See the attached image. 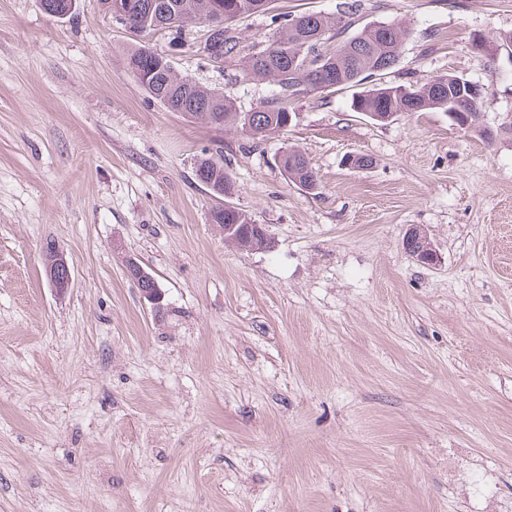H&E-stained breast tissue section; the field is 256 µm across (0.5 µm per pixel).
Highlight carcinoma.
I'll use <instances>...</instances> for the list:
<instances>
[{
	"mask_svg": "<svg viewBox=\"0 0 512 512\" xmlns=\"http://www.w3.org/2000/svg\"><path fill=\"white\" fill-rule=\"evenodd\" d=\"M140 10L131 18L132 25L154 30L165 25L181 28L200 21L214 0H138ZM273 0H224V55L240 53V40L233 26L254 14L268 13ZM362 0H340L333 13L311 12L300 15L275 14L273 38L268 43L251 44L244 76L269 79L276 88L273 97L261 101L258 108L264 123L257 125L253 137L281 128L280 113L294 110V104L316 91L319 75L329 70L334 75L335 89H355L352 110L355 112H423L456 108L473 118L487 95L486 90L472 94L467 79L446 74L421 85L393 84L382 78L394 72L400 58L401 44L407 29L401 23L379 22L351 33ZM148 95L171 112H181L207 124L219 115L223 124H240L243 117L233 101L223 93L204 88L186 77L175 74L167 62L154 72L137 76ZM294 159L288 179L300 185L317 186L304 154L288 150ZM211 223L224 228V243L239 249H262V241L254 233L241 229L252 219L229 199L224 207L210 212Z\"/></svg>",
	"mask_w": 512,
	"mask_h": 512,
	"instance_id": "carcinoma-1",
	"label": "carcinoma"
}]
</instances>
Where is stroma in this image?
<instances>
[{"label": "stroma", "instance_id": "1", "mask_svg": "<svg viewBox=\"0 0 512 512\" xmlns=\"http://www.w3.org/2000/svg\"><path fill=\"white\" fill-rule=\"evenodd\" d=\"M394 20L393 80L483 85L494 139L441 110L377 123L343 89L258 141L169 111L127 65L143 47L238 111L269 98L244 54L211 64L204 22L176 39L100 0L63 19L0 0V512H512V54L471 47L512 31V0L358 16ZM289 148L316 191L284 176ZM206 155L269 249L225 245ZM412 227L437 265L405 251ZM43 265L45 276L52 288L65 293L72 284V271L64 252L55 245L46 248ZM127 272L139 281L142 297L151 303L154 309H161L164 297L154 276L135 260H130V269L127 267Z\"/></svg>", "mask_w": 512, "mask_h": 512}]
</instances>
